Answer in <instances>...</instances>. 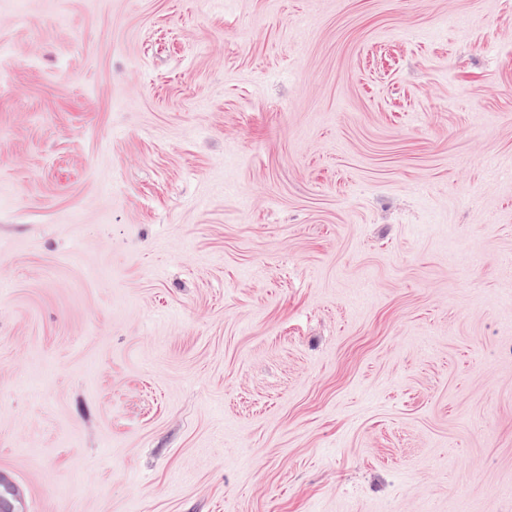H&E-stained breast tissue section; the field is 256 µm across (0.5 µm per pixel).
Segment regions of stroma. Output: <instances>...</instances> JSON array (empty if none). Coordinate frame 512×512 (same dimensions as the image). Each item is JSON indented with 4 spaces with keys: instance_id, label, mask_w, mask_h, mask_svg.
I'll return each mask as SVG.
<instances>
[{
    "instance_id": "1",
    "label": "stroma",
    "mask_w": 512,
    "mask_h": 512,
    "mask_svg": "<svg viewBox=\"0 0 512 512\" xmlns=\"http://www.w3.org/2000/svg\"><path fill=\"white\" fill-rule=\"evenodd\" d=\"M0 512H512V0H0Z\"/></svg>"
}]
</instances>
